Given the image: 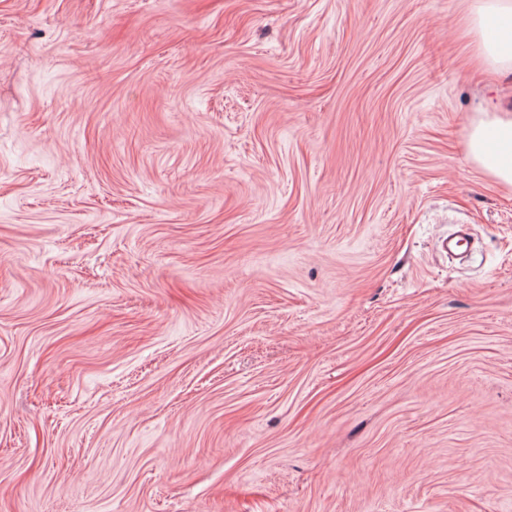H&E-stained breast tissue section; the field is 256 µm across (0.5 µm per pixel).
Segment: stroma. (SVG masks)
<instances>
[{
    "label": "stroma",
    "instance_id": "1",
    "mask_svg": "<svg viewBox=\"0 0 512 512\" xmlns=\"http://www.w3.org/2000/svg\"><path fill=\"white\" fill-rule=\"evenodd\" d=\"M469 9L0 0V512H512Z\"/></svg>",
    "mask_w": 512,
    "mask_h": 512
}]
</instances>
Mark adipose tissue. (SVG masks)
Listing matches in <instances>:
<instances>
[{
	"label": "adipose tissue",
	"mask_w": 512,
	"mask_h": 512,
	"mask_svg": "<svg viewBox=\"0 0 512 512\" xmlns=\"http://www.w3.org/2000/svg\"><path fill=\"white\" fill-rule=\"evenodd\" d=\"M472 46L489 69L512 73V0H472ZM469 154L489 175L512 186V109L494 107L472 127Z\"/></svg>",
	"instance_id": "ef3b65f1"
}]
</instances>
